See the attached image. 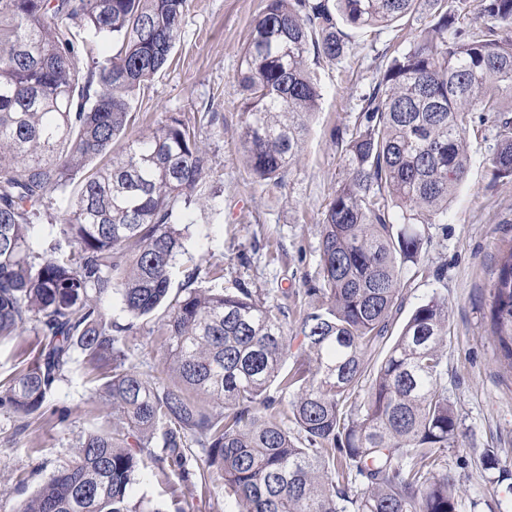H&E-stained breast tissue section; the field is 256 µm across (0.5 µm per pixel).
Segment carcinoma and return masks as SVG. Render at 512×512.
<instances>
[{"mask_svg": "<svg viewBox=\"0 0 512 512\" xmlns=\"http://www.w3.org/2000/svg\"><path fill=\"white\" fill-rule=\"evenodd\" d=\"M190 0H0V337L33 326V357L0 382V404L41 411L79 350L112 406L12 512H160L133 500L143 455L207 488L216 469L242 512H459V447L442 350L448 301L415 306L397 336L405 271L469 168L475 112L496 117L492 179L512 177V0H265L244 48L240 145L257 182H284L322 93L310 65L348 52L346 30L422 26L391 45L353 127L334 134L346 177L320 230L318 285L295 336L288 311L246 285L173 294L178 224L223 213L198 127L178 113L133 138L136 94L169 65ZM61 204L64 241L33 249ZM119 295L129 322L108 317ZM164 310L170 369L159 387L120 336ZM491 324L512 367V250L500 258ZM292 396L289 409L269 394Z\"/></svg>", "mask_w": 512, "mask_h": 512, "instance_id": "obj_1", "label": "carcinoma"}]
</instances>
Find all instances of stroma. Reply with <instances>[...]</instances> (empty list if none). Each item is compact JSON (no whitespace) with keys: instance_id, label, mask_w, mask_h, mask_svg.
Here are the masks:
<instances>
[{"instance_id":"35a3bbf8","label":"stroma","mask_w":512,"mask_h":512,"mask_svg":"<svg viewBox=\"0 0 512 512\" xmlns=\"http://www.w3.org/2000/svg\"><path fill=\"white\" fill-rule=\"evenodd\" d=\"M264 0H191L171 65L141 87L138 120L130 134L165 114L196 117L215 103L222 117L201 126L220 177L224 210L219 219L196 211L183 227L179 291L187 273L196 286L228 292L244 284L261 298L288 309L287 329L307 310V288L318 279L320 222L338 181L344 176L334 129L354 123L359 97L384 61L378 52L389 43L409 47L413 29L402 35L379 28L350 33L349 51L337 62L312 69L323 99L307 120L300 159L283 184L254 181L247 173L239 144L241 92L237 82L241 56ZM495 147L492 118L475 122L469 133L470 164L465 182L448 211V221L433 225L431 242L419 264L407 273L406 308L431 294L448 300V398L458 416L463 444L448 449L436 476H454L461 488L460 512H512V487L499 481V470L482 464L484 449L497 451L500 468L512 472V367L501 356L492 334L490 307L498 260L512 248V180L492 181L489 159ZM445 268L444 280L434 272ZM138 371L166 386L165 338L157 318L136 321L121 338ZM112 429L106 403L89 362L75 356L48 398L43 415L22 421L0 407V484L9 490L6 512L75 456L84 435ZM134 497L161 512H240L223 485L209 491L183 483L171 471L148 463L133 487Z\"/></svg>"}]
</instances>
